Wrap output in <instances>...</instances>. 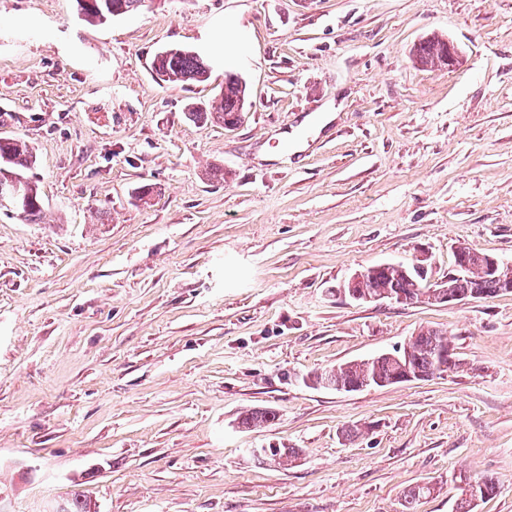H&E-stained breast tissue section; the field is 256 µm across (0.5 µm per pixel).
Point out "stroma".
<instances>
[{"instance_id":"obj_1","label":"stroma","mask_w":512,"mask_h":512,"mask_svg":"<svg viewBox=\"0 0 512 512\" xmlns=\"http://www.w3.org/2000/svg\"><path fill=\"white\" fill-rule=\"evenodd\" d=\"M434 36L453 67L416 60ZM168 46L209 79L159 81ZM228 72L242 122L189 121ZM0 136L33 146L43 201L0 208V512H402L418 485L415 512H456L482 477L473 512H512V292L336 293L385 262L447 280L460 246L512 264V0H145L99 26L0 0ZM427 327L440 376L307 382ZM477 491H474L472 482L468 484L467 489L462 490V498L458 505V512H472L474 501L477 499H485L497 493L498 484L493 478H484L474 481Z\"/></svg>"}]
</instances>
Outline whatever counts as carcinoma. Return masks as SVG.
<instances>
[{
	"label": "carcinoma",
	"mask_w": 512,
	"mask_h": 512,
	"mask_svg": "<svg viewBox=\"0 0 512 512\" xmlns=\"http://www.w3.org/2000/svg\"><path fill=\"white\" fill-rule=\"evenodd\" d=\"M76 10L89 23L104 24L117 17L115 11L129 14L142 7L144 0H75ZM416 58L425 65L447 67L448 42L433 37L419 44L415 49ZM152 69L159 79L165 82L186 84L202 83L208 80L210 65L198 52L188 48H179L174 53L159 52L152 61ZM248 104L246 88L235 73H227L224 78V90L219 98L206 109H192L188 117L192 121L210 122L224 128L238 125ZM9 159V172L22 174L36 164L37 157L33 147L22 138L0 137V157ZM28 197V206L23 217L35 222L41 219L42 199L38 185L28 179L23 182ZM467 270L448 278L449 290L464 294L470 299L492 297L500 292H512V268L503 269L498 276L486 273L483 258L477 253L467 256ZM354 292L362 295L369 293H392L404 298L403 304L410 305L422 300H436V289L426 288L423 278L412 274L408 267L399 263L374 265L365 279ZM449 344L448 332L438 329H422L412 337L409 348L398 357H371L353 361L324 372L330 385L345 389L357 384L366 387H383L394 383L396 377L410 375L416 380H426L440 375L443 370L439 363L447 362ZM275 419V413L269 409H255L240 418L239 426L248 429ZM267 453L273 461L285 465L295 461L300 455L297 448H269ZM498 484L493 478L478 479L475 485L462 490L458 505L459 512H472L474 501L485 499L497 493ZM431 494L427 486H415L404 497L403 512H414L417 501ZM56 512H94L90 500L75 492L61 504Z\"/></svg>",
	"instance_id": "carcinoma-1"
}]
</instances>
